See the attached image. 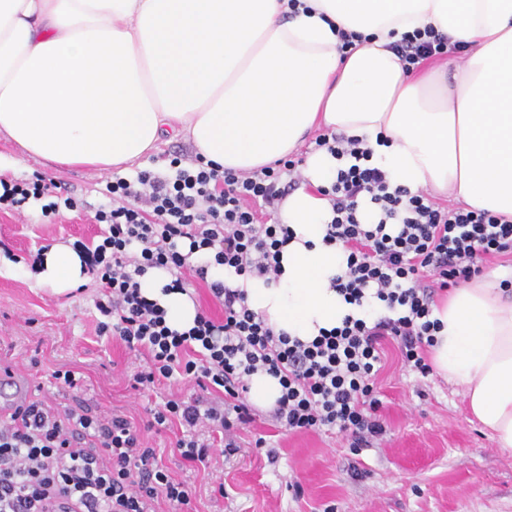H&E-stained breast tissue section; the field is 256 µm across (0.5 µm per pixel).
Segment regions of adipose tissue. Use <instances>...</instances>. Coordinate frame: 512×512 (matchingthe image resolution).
<instances>
[{
  "label": "adipose tissue",
  "mask_w": 512,
  "mask_h": 512,
  "mask_svg": "<svg viewBox=\"0 0 512 512\" xmlns=\"http://www.w3.org/2000/svg\"><path fill=\"white\" fill-rule=\"evenodd\" d=\"M0 0V135L58 167L128 169L190 141L237 172L291 155L314 128L360 139L392 185L512 216V0ZM433 27L462 53L406 74L395 50ZM357 35L352 51L342 33ZM342 162L309 155L279 216L292 237L272 281H242L249 307L303 341L353 314L333 286L348 252L326 242L321 187ZM63 295L91 275L57 243L32 273ZM171 329L194 324L165 270L139 279ZM437 373L458 386L498 447L512 450V288L492 274L433 311Z\"/></svg>",
  "instance_id": "1"
}]
</instances>
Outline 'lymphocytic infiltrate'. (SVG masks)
<instances>
[{"label": "lymphocytic infiltrate", "mask_w": 512, "mask_h": 512, "mask_svg": "<svg viewBox=\"0 0 512 512\" xmlns=\"http://www.w3.org/2000/svg\"><path fill=\"white\" fill-rule=\"evenodd\" d=\"M395 49L406 72L450 53L448 38L434 28L405 35ZM317 148L351 157L335 181L321 188L332 205L326 241L349 250L347 271L334 281L346 302L379 301L387 314L376 322L345 317L341 326L312 341L275 333L252 311L243 290L222 282L210 289L224 307L217 321L198 311L193 327L179 332L161 305L140 292L149 269L206 279L207 264L189 257L203 253L237 276L275 279L280 248L290 238L287 225L267 222L257 206L280 203V185L294 160L280 159L242 174L204 163L202 157L174 158L173 175L139 172L136 179L113 178L111 207L95 219L106 231L89 254L103 298L96 304L100 334L118 336L146 356L130 386L140 391L181 375L193 380L197 395L172 398L151 412L156 426L179 424L181 457L209 460V429L224 436L225 453L255 419L246 400L248 381L258 371L277 377L282 395L272 411L291 431L326 427L350 437L353 447L383 433L377 417L381 401L372 379L382 362L385 341H396L405 364L420 375L432 367L426 350L440 323L433 317L435 291L476 276L484 262L512 253V218L485 210L444 209L404 188H390L384 173L368 166L369 150L359 139L316 138ZM369 196L381 218L367 228L357 217L359 200ZM399 227L388 230L389 221ZM188 242L181 251L180 242ZM0 512H192L189 491L157 463L140 429L127 416L102 414L79 405L64 410L31 397L0 416Z\"/></svg>", "instance_id": "obj_1"}]
</instances>
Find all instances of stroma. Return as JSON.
<instances>
[{
	"instance_id": "stroma-1",
	"label": "stroma",
	"mask_w": 512,
	"mask_h": 512,
	"mask_svg": "<svg viewBox=\"0 0 512 512\" xmlns=\"http://www.w3.org/2000/svg\"><path fill=\"white\" fill-rule=\"evenodd\" d=\"M0 154L12 159L1 181L23 184L43 175L74 201L51 218L25 206L0 207V253L17 265L0 274V364L25 374L57 404L117 410L139 425L164 399L192 395L193 382L178 376L151 391L130 388L128 374L145 359L99 334L97 282L58 296L28 277L38 251L55 243L94 248L105 230L94 214L112 204V171L57 169L2 137ZM61 368L79 373L80 390L54 383L51 373ZM375 385L384 432L359 450L333 431H288L262 409L240 433L238 453L214 448L206 467L175 449L178 427L146 437L171 476L186 482L194 512H512V451L498 448L471 419L460 388L410 371L390 343ZM260 437L266 447H255Z\"/></svg>"
}]
</instances>
